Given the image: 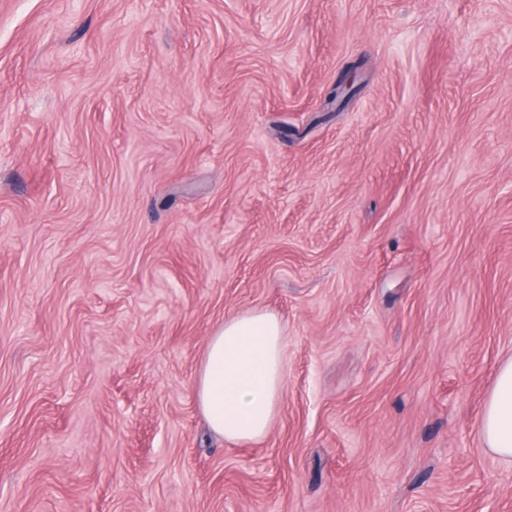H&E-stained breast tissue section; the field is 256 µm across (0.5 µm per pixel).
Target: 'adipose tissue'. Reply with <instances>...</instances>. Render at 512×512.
<instances>
[{
	"instance_id": "ef3b65f1",
	"label": "adipose tissue",
	"mask_w": 512,
	"mask_h": 512,
	"mask_svg": "<svg viewBox=\"0 0 512 512\" xmlns=\"http://www.w3.org/2000/svg\"><path fill=\"white\" fill-rule=\"evenodd\" d=\"M283 336L280 319L266 310L232 316L212 331L194 390L213 434L236 444L266 437L285 389ZM481 439L492 454L512 463V357L497 370Z\"/></svg>"
}]
</instances>
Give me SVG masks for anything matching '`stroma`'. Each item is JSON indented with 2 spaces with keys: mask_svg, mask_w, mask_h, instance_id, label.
Returning <instances> with one entry per match:
<instances>
[{
  "mask_svg": "<svg viewBox=\"0 0 512 512\" xmlns=\"http://www.w3.org/2000/svg\"><path fill=\"white\" fill-rule=\"evenodd\" d=\"M510 357L512 0H0V512H512ZM284 329L273 312L251 310L209 336L195 396L210 431L236 444L266 437L285 389ZM481 439L492 454L512 463V357L497 370L482 413Z\"/></svg>",
  "mask_w": 512,
  "mask_h": 512,
  "instance_id": "obj_1",
  "label": "stroma"
}]
</instances>
